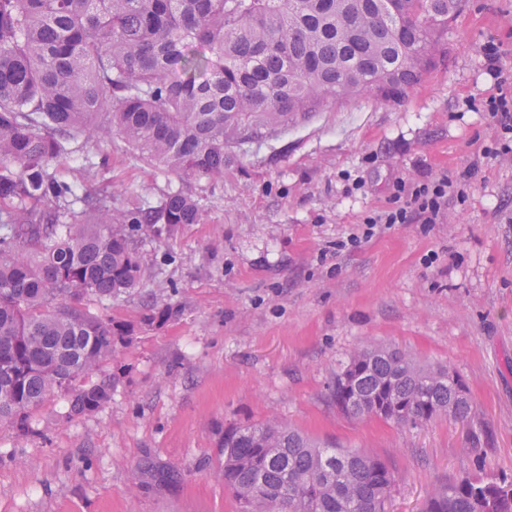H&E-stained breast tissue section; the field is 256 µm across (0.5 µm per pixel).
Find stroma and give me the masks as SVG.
Instances as JSON below:
<instances>
[{"label": "stroma", "instance_id": "35a3bbf8", "mask_svg": "<svg viewBox=\"0 0 512 512\" xmlns=\"http://www.w3.org/2000/svg\"><path fill=\"white\" fill-rule=\"evenodd\" d=\"M490 41L512 75V0H463L404 97L327 96L309 119L235 148L220 180L148 166L117 136L52 163L57 179L107 190L115 212L179 190L204 214L142 227L140 284L85 303L132 337L100 366L118 377L111 401L71 416L55 394L33 433L0 423V512H239L224 431L273 420L390 462L389 512H419L461 476L512 477V155L479 158L495 135L484 104L508 90L483 56ZM465 173L467 199L440 223L329 253L396 180ZM160 298L173 316L147 323ZM367 342L447 366L476 415L413 428L337 412L336 365Z\"/></svg>", "mask_w": 512, "mask_h": 512}]
</instances>
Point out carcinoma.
Returning a JSON list of instances; mask_svg holds the SVG:
<instances>
[{"instance_id":"carcinoma-1","label":"carcinoma","mask_w":512,"mask_h":512,"mask_svg":"<svg viewBox=\"0 0 512 512\" xmlns=\"http://www.w3.org/2000/svg\"><path fill=\"white\" fill-rule=\"evenodd\" d=\"M461 0H0V422L34 429L52 394L70 412L112 399L101 362L129 331L82 301L134 289L141 224H196L180 191L121 217L106 194L48 173L66 144L120 136L150 163L222 178L236 139L318 111L326 95L399 99L435 64ZM345 416L421 425L476 411L445 366L363 347L329 387ZM240 512H386L397 476L358 448L280 422L224 430ZM421 512H512V479L463 477Z\"/></svg>"}]
</instances>
